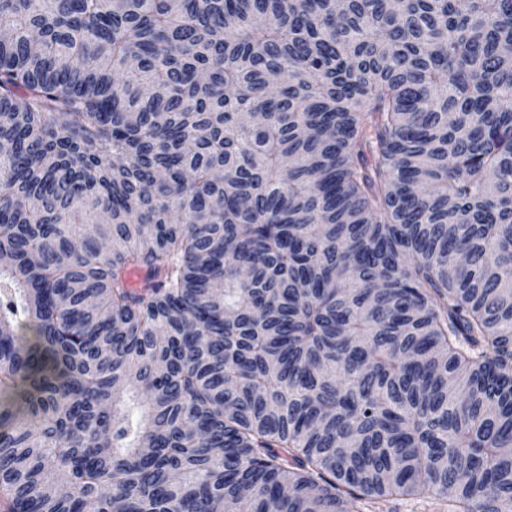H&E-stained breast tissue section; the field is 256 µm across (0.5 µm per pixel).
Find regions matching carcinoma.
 <instances>
[{
  "instance_id": "obj_1",
  "label": "carcinoma",
  "mask_w": 512,
  "mask_h": 512,
  "mask_svg": "<svg viewBox=\"0 0 512 512\" xmlns=\"http://www.w3.org/2000/svg\"><path fill=\"white\" fill-rule=\"evenodd\" d=\"M0 31V512H512V0ZM383 512H440L442 506L426 494L402 499H392L383 503Z\"/></svg>"
}]
</instances>
